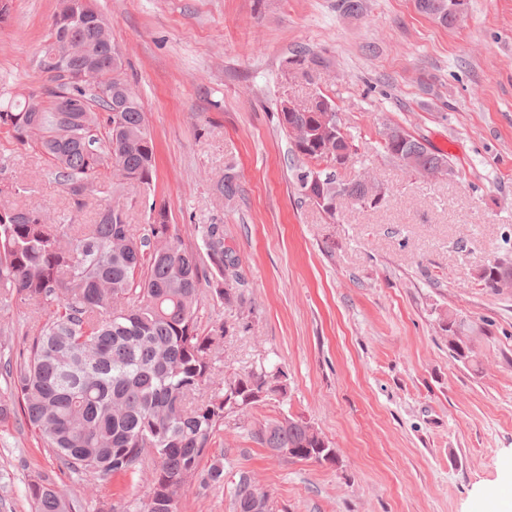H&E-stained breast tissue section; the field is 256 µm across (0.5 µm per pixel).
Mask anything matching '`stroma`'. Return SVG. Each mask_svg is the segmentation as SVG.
Returning a JSON list of instances; mask_svg holds the SVG:
<instances>
[{
  "instance_id": "35a3bbf8",
  "label": "stroma",
  "mask_w": 512,
  "mask_h": 512,
  "mask_svg": "<svg viewBox=\"0 0 512 512\" xmlns=\"http://www.w3.org/2000/svg\"><path fill=\"white\" fill-rule=\"evenodd\" d=\"M123 52L155 143L150 184L117 201L136 227L166 206L183 245L201 253L200 224H219L239 258L242 301L225 309L203 280L201 334L224 328L214 392L263 365L288 376L283 405L227 420L212 451L226 486L186 487L182 512H232L229 482L246 471L275 512H498L512 501V288L479 274L512 259V0H468L446 28L415 0H91ZM56 0H13L0 27V85L37 90L35 66ZM324 59L310 77L287 61ZM334 100L357 148L337 171L386 191L381 207L342 204L328 219L302 198V165L279 124L283 101ZM396 124L454 170L425 177L380 148ZM0 184L18 205L95 223L107 194L71 214L35 149L0 134ZM233 202L217 189L224 173ZM465 323L471 361L448 352L449 317ZM46 312H0V358L17 359ZM288 413L331 442L337 464L271 455L259 423ZM51 477L78 512H128L140 477L87 481L38 447L23 421L0 424V512H32L30 483Z\"/></svg>"
}]
</instances>
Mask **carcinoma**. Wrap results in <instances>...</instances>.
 Wrapping results in <instances>:
<instances>
[{"mask_svg": "<svg viewBox=\"0 0 512 512\" xmlns=\"http://www.w3.org/2000/svg\"><path fill=\"white\" fill-rule=\"evenodd\" d=\"M74 0H59L38 61L40 72L52 63L74 71L93 64L91 82L43 85L40 111L32 110L23 90L0 91V133L20 145L34 144L79 211L95 191L94 180L116 169L129 183L150 184L155 145L146 112L122 72V54L112 30L91 5L94 22L69 33L83 47L77 54L59 36V20ZM451 0H416L417 9L453 27ZM68 97L76 111L61 119L55 105ZM328 96L311 97L294 112H281L280 124L291 149L303 160L297 174L301 195L311 200L304 180L318 176L315 194L365 197L375 183L341 181L325 169L341 152L356 154L341 120L323 110ZM381 135L384 153L422 175L450 170L448 156L435 153L397 125ZM0 199V306L50 307L49 318L25 341L20 359L0 370L10 393L0 394V422L18 417L38 434L69 472L78 476H145L147 493L137 512H181L180 489L187 481L224 485L220 459L203 466L212 440L234 413L266 401H280L288 385L283 372L259 367L224 382L208 394L215 376L221 336L201 335L197 325L199 292L206 272L197 254L185 247L166 206L152 207L144 233L127 224L124 207L106 205L94 224H59L48 212ZM215 272L224 286L215 288L224 307L241 298L235 252L224 246L219 224L198 228ZM512 279V261L503 260L480 274L495 290ZM267 448H294L296 459L319 454V441L292 416L271 419L255 431ZM265 489L247 472L233 482V512H252ZM35 512H75V503L48 478L29 487Z\"/></svg>", "mask_w": 512, "mask_h": 512, "instance_id": "1", "label": "carcinoma"}]
</instances>
